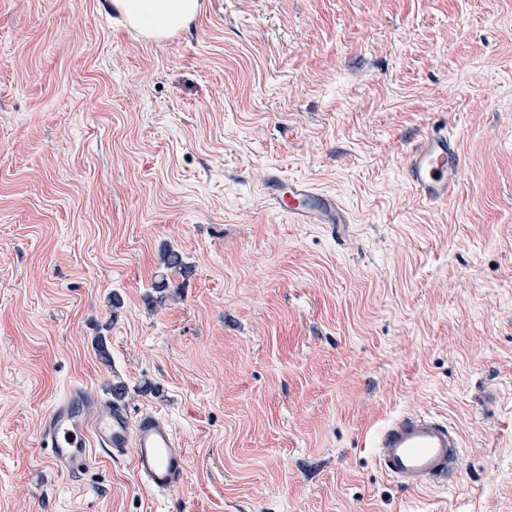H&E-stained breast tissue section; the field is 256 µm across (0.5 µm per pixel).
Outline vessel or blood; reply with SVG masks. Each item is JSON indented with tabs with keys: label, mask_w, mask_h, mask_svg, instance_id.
<instances>
[{
	"label": "vessel or blood",
	"mask_w": 512,
	"mask_h": 512,
	"mask_svg": "<svg viewBox=\"0 0 512 512\" xmlns=\"http://www.w3.org/2000/svg\"><path fill=\"white\" fill-rule=\"evenodd\" d=\"M462 164L457 139L448 133L430 134L413 147L405 176L426 204L447 201L458 185ZM263 194L278 214L292 224H346V207L334 195L305 179L268 173ZM40 439L53 462L70 470L85 469L93 447L116 456L131 455L140 481L158 492L180 486L186 459L177 448L169 424L153 413L131 415L122 405L99 410L96 399L83 390L54 402L44 415ZM384 472L407 488L443 485L460 467L457 431L433 417L407 413L387 423L375 438Z\"/></svg>",
	"instance_id": "b4317fda"
}]
</instances>
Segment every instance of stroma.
Listing matches in <instances>:
<instances>
[{
    "label": "stroma",
    "mask_w": 512,
    "mask_h": 512,
    "mask_svg": "<svg viewBox=\"0 0 512 512\" xmlns=\"http://www.w3.org/2000/svg\"><path fill=\"white\" fill-rule=\"evenodd\" d=\"M200 2L156 40L112 0H0V512H512V0ZM434 128L465 165L427 205ZM272 170L350 223H289ZM115 382L172 425L175 492L40 448ZM410 412L457 429L456 480L381 469ZM458 140L448 132L430 134L413 147L405 176L416 195L426 204L448 201L461 177Z\"/></svg>",
    "instance_id": "stroma-1"
}]
</instances>
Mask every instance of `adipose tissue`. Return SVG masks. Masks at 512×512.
<instances>
[{
	"label": "adipose tissue",
	"mask_w": 512,
	"mask_h": 512,
	"mask_svg": "<svg viewBox=\"0 0 512 512\" xmlns=\"http://www.w3.org/2000/svg\"><path fill=\"white\" fill-rule=\"evenodd\" d=\"M112 4L128 23L153 37L187 27L200 7L199 0H112Z\"/></svg>",
	"instance_id": "obj_1"
}]
</instances>
